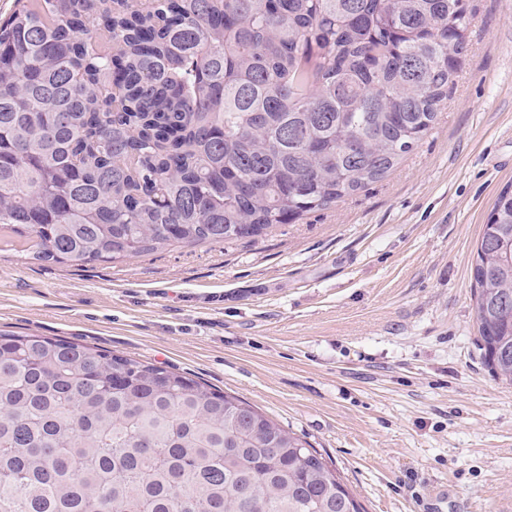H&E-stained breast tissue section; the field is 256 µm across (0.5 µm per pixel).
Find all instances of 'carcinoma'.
<instances>
[{
    "mask_svg": "<svg viewBox=\"0 0 512 512\" xmlns=\"http://www.w3.org/2000/svg\"><path fill=\"white\" fill-rule=\"evenodd\" d=\"M465 0H14L0 239L114 263L254 239L394 171L464 62ZM512 385V188L472 264ZM0 512H363L333 464L201 379L0 331Z\"/></svg>",
    "mask_w": 512,
    "mask_h": 512,
    "instance_id": "1",
    "label": "carcinoma"
}]
</instances>
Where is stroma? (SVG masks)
<instances>
[{
	"label": "stroma",
	"mask_w": 512,
	"mask_h": 512,
	"mask_svg": "<svg viewBox=\"0 0 512 512\" xmlns=\"http://www.w3.org/2000/svg\"><path fill=\"white\" fill-rule=\"evenodd\" d=\"M465 2V65L384 180L251 241L0 251V330L203 379L304 437L365 512H512V386L482 363L471 278L512 185V0Z\"/></svg>",
	"instance_id": "35a3bbf8"
}]
</instances>
